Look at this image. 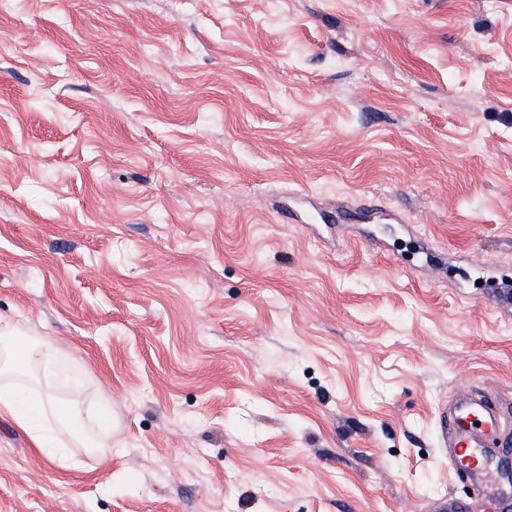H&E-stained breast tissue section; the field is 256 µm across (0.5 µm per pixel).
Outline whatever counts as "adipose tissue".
Segmentation results:
<instances>
[{
  "instance_id": "adipose-tissue-1",
  "label": "adipose tissue",
  "mask_w": 512,
  "mask_h": 512,
  "mask_svg": "<svg viewBox=\"0 0 512 512\" xmlns=\"http://www.w3.org/2000/svg\"><path fill=\"white\" fill-rule=\"evenodd\" d=\"M0 350L6 354L0 360V409L10 412L17 424L30 436L37 450L45 454L56 451L53 434L65 429L86 448L98 447L97 431L112 427V411L101 407L83 412L75 403H61L51 393L58 371L59 349L54 342L32 338L18 340L16 329L0 319ZM35 370L36 398H24L10 381L11 376Z\"/></svg>"
}]
</instances>
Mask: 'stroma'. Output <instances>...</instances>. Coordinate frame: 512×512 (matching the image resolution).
Here are the masks:
<instances>
[{
	"label": "stroma",
	"mask_w": 512,
	"mask_h": 512,
	"mask_svg": "<svg viewBox=\"0 0 512 512\" xmlns=\"http://www.w3.org/2000/svg\"><path fill=\"white\" fill-rule=\"evenodd\" d=\"M509 280L512 0H0V318L114 414L0 413V512H494ZM380 209L377 205L361 203L354 207H341L336 210V220L360 222L374 218ZM501 423L499 410L486 398H458L453 407L450 434L447 427L443 436L448 445V461L460 462L468 458L475 461V469L487 472L491 466L485 439L496 433Z\"/></svg>",
	"instance_id": "obj_1"
}]
</instances>
